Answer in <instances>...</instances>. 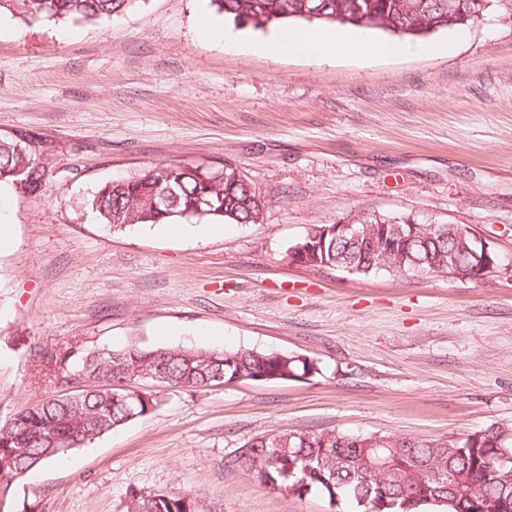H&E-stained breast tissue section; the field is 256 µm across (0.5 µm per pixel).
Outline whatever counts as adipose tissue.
Returning a JSON list of instances; mask_svg holds the SVG:
<instances>
[{
	"mask_svg": "<svg viewBox=\"0 0 512 512\" xmlns=\"http://www.w3.org/2000/svg\"><path fill=\"white\" fill-rule=\"evenodd\" d=\"M260 48L270 54L298 53L318 58L337 54L388 57L403 51L394 42H376L366 37L351 40L340 33L333 35L314 28L269 33Z\"/></svg>",
	"mask_w": 512,
	"mask_h": 512,
	"instance_id": "obj_1",
	"label": "adipose tissue"
}]
</instances>
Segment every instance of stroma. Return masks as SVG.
Returning <instances> with one entry per match:
<instances>
[{
    "label": "stroma",
    "mask_w": 512,
    "mask_h": 512,
    "mask_svg": "<svg viewBox=\"0 0 512 512\" xmlns=\"http://www.w3.org/2000/svg\"><path fill=\"white\" fill-rule=\"evenodd\" d=\"M210 0H144L103 23L0 17V136L30 140L42 191L0 213V424L61 391L47 361L102 348L303 354L297 381L158 387L151 414L15 483L14 512H126L130 492L198 512H362L274 493L239 465L284 429L417 439L512 423V7L401 38L392 58L272 56L202 37ZM235 163L255 224L113 231L87 201L159 165ZM460 224L499 262L478 278L311 269L312 224Z\"/></svg>",
    "instance_id": "stroma-1"
}]
</instances>
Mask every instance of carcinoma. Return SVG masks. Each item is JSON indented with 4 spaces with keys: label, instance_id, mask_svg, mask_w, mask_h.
<instances>
[{
    "label": "carcinoma",
    "instance_id": "carcinoma-1",
    "mask_svg": "<svg viewBox=\"0 0 512 512\" xmlns=\"http://www.w3.org/2000/svg\"><path fill=\"white\" fill-rule=\"evenodd\" d=\"M142 0H0V14L25 25L46 22H93L112 19ZM216 11L256 29L293 21L342 24L382 29L401 36L424 37L448 28L473 24L486 7L477 0H211ZM453 8H448V4ZM21 174L14 175L15 171ZM46 166L35 162L30 142L0 137V183H26L40 191ZM169 190V205L156 208L153 199ZM97 221L113 229L181 220H211L254 224L262 209L251 202L234 169L162 165L121 181L105 183L89 201ZM369 235L354 240L334 224H312L290 246L289 257L306 266L366 275L378 270L400 272L421 265L426 273L444 270L448 255L464 271L496 260L474 246L469 231L457 224L359 223ZM387 253L385 261L372 255V246ZM140 368L162 370L163 386L206 387L221 375L231 384L265 374L272 380H297L317 372L314 360L286 352L212 350L199 347L122 350L103 349L82 355L61 367L59 380L85 385L80 400L47 396L17 412L9 426L0 425V505L12 512L14 483L51 458L90 444L99 436L142 417L158 406L151 393L113 387L131 381ZM374 449L368 437L335 430L316 433L282 430L247 443L258 482L288 489L294 496L320 493L329 501L361 504L370 494L365 512H512V426L497 425L463 438L415 439L386 436ZM444 503L439 504L437 500ZM127 512H196L182 494H132Z\"/></svg>",
    "mask_w": 512,
    "mask_h": 512
}]
</instances>
